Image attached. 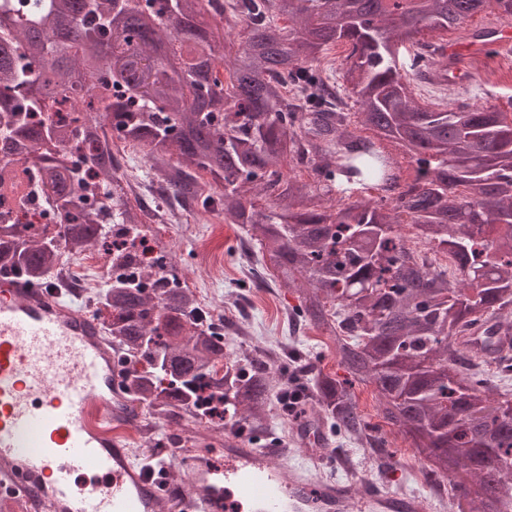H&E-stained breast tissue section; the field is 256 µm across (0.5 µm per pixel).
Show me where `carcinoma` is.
<instances>
[{"instance_id": "cac0c4a2", "label": "carcinoma", "mask_w": 512, "mask_h": 512, "mask_svg": "<svg viewBox=\"0 0 512 512\" xmlns=\"http://www.w3.org/2000/svg\"><path fill=\"white\" fill-rule=\"evenodd\" d=\"M512 0H16L0 7V185L27 154L41 164L43 204L61 223H0V275L41 285L64 254L97 249L111 274L95 317L118 347L131 403L273 448L272 422L302 394L267 354L230 360L224 335L197 310L177 265H144L112 224L140 226L141 205L120 197L110 142L142 148L173 202L215 210L198 182L224 188V221L250 227L258 280L301 287L295 318L336 338L343 380L306 364L295 381L343 443L381 447L359 413L353 381L371 382L383 418L409 435L427 478L448 477L451 512H512V375L494 372L454 338L497 316L512 324V120L461 101L422 107L407 93L423 56L405 62L390 43L423 49L418 28L448 31ZM209 13L214 24L198 17ZM245 23L244 37L228 38ZM346 47L343 82L359 76L362 125L403 148L415 178L400 186L393 158L349 130L336 70L320 61ZM229 73L224 80L220 68ZM82 126L58 124L65 105ZM310 166L309 182L284 172ZM374 179L388 201L328 202L336 180ZM265 195L277 203L260 207ZM405 218L454 273L431 268L396 232Z\"/></svg>"}]
</instances>
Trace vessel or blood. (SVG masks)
Here are the masks:
<instances>
[{
  "label": "vessel or blood",
  "mask_w": 512,
  "mask_h": 512,
  "mask_svg": "<svg viewBox=\"0 0 512 512\" xmlns=\"http://www.w3.org/2000/svg\"><path fill=\"white\" fill-rule=\"evenodd\" d=\"M491 50L512 53V25L494 19L464 39L436 43L428 84H470L468 59ZM458 342L490 362L512 345V332L489 320ZM112 357L99 322L59 291L0 280V499L23 498L29 512H157L166 497L179 512H426L419 496L317 479L331 450L316 414L294 438L298 462L275 461L271 449L228 436L221 460L177 448L172 462L141 465L120 436L141 418ZM174 466L185 474L182 485L169 481Z\"/></svg>",
  "instance_id": "1"
}]
</instances>
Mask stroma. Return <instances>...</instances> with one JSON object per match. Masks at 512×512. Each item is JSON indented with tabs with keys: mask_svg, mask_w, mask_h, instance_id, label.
Instances as JSON below:
<instances>
[{
	"mask_svg": "<svg viewBox=\"0 0 512 512\" xmlns=\"http://www.w3.org/2000/svg\"><path fill=\"white\" fill-rule=\"evenodd\" d=\"M507 63V57L491 53L474 58L471 62L474 81L456 92V100L512 113V74L506 69ZM160 234L169 257L183 269L184 280L192 293L197 296L208 293L216 299L232 301L233 320L247 323L248 340H241L229 330L224 333L232 355L241 356L254 347L276 344L283 349L286 360L299 354L314 367L337 378H346L347 372L340 365L334 343L327 334L306 326L289 330L286 311L298 304L299 290L274 283L263 285L251 277L249 268L257 259V243L245 227L216 224L210 214L199 213L186 224L162 225ZM286 360L277 366V373L283 379L288 376ZM353 391L361 414L386 439L381 450L383 461L400 469L401 477L392 482L387 475H374L361 450L348 446L342 447L341 459L329 467V474L352 485L373 476L378 483H392L396 490L431 498L430 487L418 473L420 460L416 450L410 440L384 420L375 385L357 382ZM148 419L152 432L147 437L138 436L135 453L137 460L144 463L167 456L169 448L178 440L191 448L218 447L224 441V429L217 424L185 430L176 421L153 413Z\"/></svg>",
	"mask_w": 512,
	"mask_h": 512,
	"instance_id": "obj_1",
	"label": "stroma"
}]
</instances>
